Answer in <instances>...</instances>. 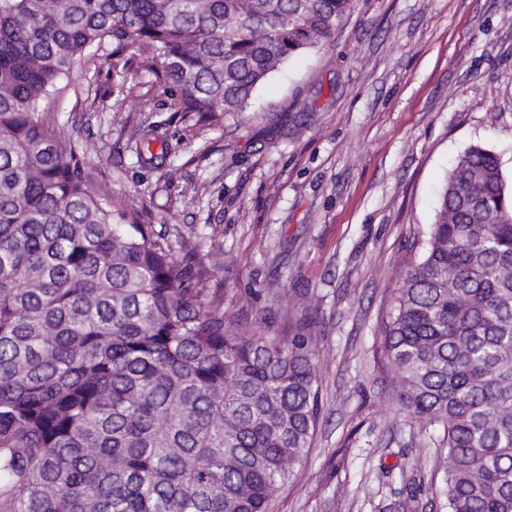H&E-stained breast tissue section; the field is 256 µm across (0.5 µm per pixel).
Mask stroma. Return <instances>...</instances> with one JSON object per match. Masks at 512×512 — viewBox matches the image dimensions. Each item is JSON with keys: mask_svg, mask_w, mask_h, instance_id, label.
I'll list each match as a JSON object with an SVG mask.
<instances>
[{"mask_svg": "<svg viewBox=\"0 0 512 512\" xmlns=\"http://www.w3.org/2000/svg\"><path fill=\"white\" fill-rule=\"evenodd\" d=\"M111 53L45 115L91 143V191L165 238L204 236L226 330L282 336L302 311L317 316L321 420L269 512H447L446 451L399 412L379 327L454 159L481 145L512 177V0H357L330 47L215 125L169 111L134 69L111 95ZM153 125L173 176L132 152V129Z\"/></svg>", "mask_w": 512, "mask_h": 512, "instance_id": "stroma-1", "label": "stroma"}]
</instances>
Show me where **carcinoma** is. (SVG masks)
I'll return each mask as SVG.
<instances>
[{"mask_svg":"<svg viewBox=\"0 0 512 512\" xmlns=\"http://www.w3.org/2000/svg\"><path fill=\"white\" fill-rule=\"evenodd\" d=\"M0 0V512H269L320 415L316 316L224 331L194 246L94 196L39 119L112 43L175 112H245L354 0ZM137 160L173 176L141 128ZM381 329L409 421L443 434L448 512H512V183L480 146L448 172Z\"/></svg>","mask_w":512,"mask_h":512,"instance_id":"carcinoma-1","label":"carcinoma"}]
</instances>
